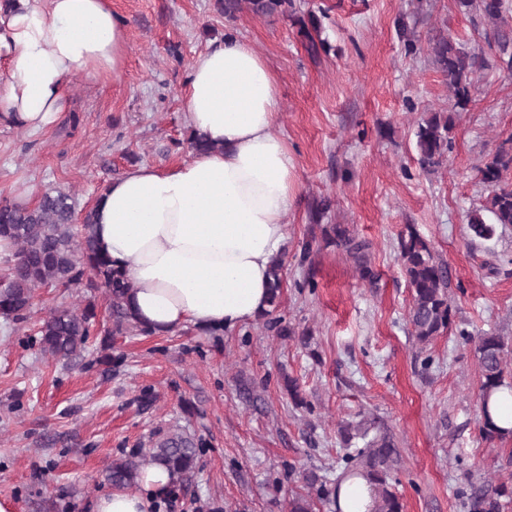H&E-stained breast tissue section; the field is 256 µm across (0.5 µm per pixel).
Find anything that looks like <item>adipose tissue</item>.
I'll list each match as a JSON object with an SVG mask.
<instances>
[{
	"label": "adipose tissue",
	"instance_id": "obj_1",
	"mask_svg": "<svg viewBox=\"0 0 512 512\" xmlns=\"http://www.w3.org/2000/svg\"><path fill=\"white\" fill-rule=\"evenodd\" d=\"M126 45L109 0H18L0 17V120L48 128L74 74H120ZM278 103L266 59L226 32L195 57L183 89L189 128L214 150L131 168L96 198L95 239L133 283V316L153 333L233 330L267 307L297 192L296 158L275 131Z\"/></svg>",
	"mask_w": 512,
	"mask_h": 512
}]
</instances>
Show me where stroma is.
Wrapping results in <instances>:
<instances>
[{
    "label": "stroma",
    "instance_id": "1",
    "mask_svg": "<svg viewBox=\"0 0 512 512\" xmlns=\"http://www.w3.org/2000/svg\"><path fill=\"white\" fill-rule=\"evenodd\" d=\"M320 22L324 49L308 55L292 19L241 14L227 21L215 0H112L125 24L127 56L116 77L76 74L67 107L32 132L0 122V195L19 200L60 190L77 212L130 168H166L189 157L182 90L197 53L233 27L269 62L280 83V120L297 162L298 190L286 217L288 255L278 314L281 339L258 321L217 336L190 326L166 336L112 339L119 372L97 364L90 337L71 367L27 348L50 308L78 304L77 290H44L29 319H0V499L14 512H88L111 493L113 458L147 449L181 427L206 441L177 498L152 512H288L302 473L335 485L348 447L340 422L364 423L396 450L390 482L403 512H468V496L512 479V437L479 431L476 341L506 343L512 381V227L491 243L471 240L466 215L488 196L477 177L512 136V79L476 82L455 117L453 149L437 173L421 170L414 128L442 112L448 87L429 59V41L449 31L480 40L453 0H295ZM414 29L407 53L399 23ZM327 197L321 223L310 209ZM346 226L370 247L378 276L326 241ZM413 226L449 271L454 318L426 347L408 322L410 290L398 236ZM296 379L305 406L284 388ZM151 402H142L143 393ZM20 409H12L13 399Z\"/></svg>",
    "mask_w": 512,
    "mask_h": 512
}]
</instances>
